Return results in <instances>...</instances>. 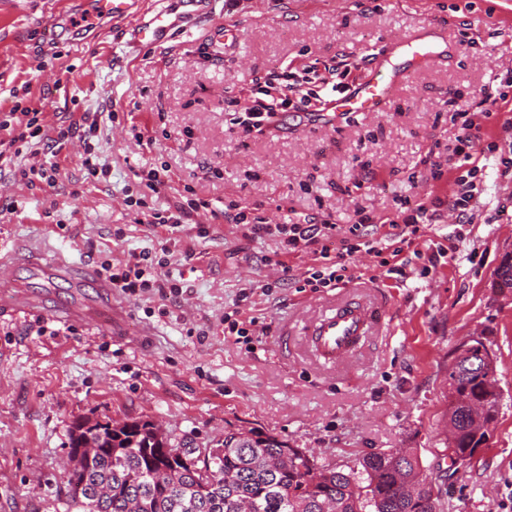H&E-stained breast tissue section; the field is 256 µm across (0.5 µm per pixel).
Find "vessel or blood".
<instances>
[{
  "instance_id": "1",
  "label": "vessel or blood",
  "mask_w": 512,
  "mask_h": 512,
  "mask_svg": "<svg viewBox=\"0 0 512 512\" xmlns=\"http://www.w3.org/2000/svg\"><path fill=\"white\" fill-rule=\"evenodd\" d=\"M140 0H95L90 15L94 18L123 19L136 15L137 20L128 31L132 48L143 49L160 46L171 30L194 25L207 11L208 0H180L178 14L159 9L135 14ZM425 33L400 39L392 54L378 56L366 80L352 87L348 93L337 97L333 109L319 113L322 122H332L340 112H371L376 110L391 94L397 84L412 73L433 62L435 54L425 43ZM24 263L41 266L42 255L23 246H14L7 253H0V267ZM382 307L346 295L331 303L320 316L306 321L302 342L314 359L322 366L336 368L345 364L355 351L371 337L379 335L382 326Z\"/></svg>"
}]
</instances>
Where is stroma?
I'll return each mask as SVG.
<instances>
[{"instance_id": "1", "label": "stroma", "mask_w": 512, "mask_h": 512, "mask_svg": "<svg viewBox=\"0 0 512 512\" xmlns=\"http://www.w3.org/2000/svg\"><path fill=\"white\" fill-rule=\"evenodd\" d=\"M61 7L0 0V114L36 107L53 127L94 112L98 130L54 154L23 151L0 170L9 187L0 245L96 268L168 242L166 270L189 289L164 298L116 290L111 310L88 318L90 284L23 266L0 274V288L34 302L30 312H0V512H66L77 420L149 421L183 448L217 447L228 430L271 431L344 470L373 452L413 448L444 512H512V289L493 286L512 252V171L488 165L470 223L441 211L396 257L398 273L361 250L345 257L334 288L304 287L313 254L279 256L274 238H245L219 215L233 202L273 224L327 215L346 228L358 209L383 219L397 198L457 193L455 162L435 180L425 159L451 154L455 109L480 112L485 86L512 70V0H210L207 18L145 52L123 38L129 20L82 31L58 19ZM434 22L452 51L378 110L331 124L291 110L260 132L242 124L251 88L277 66L321 74L345 60L354 86L378 53ZM480 134L481 148L512 157V100L491 105ZM87 160L107 165L109 177L84 180ZM45 161L59 166L55 187L12 173ZM153 164L169 169L157 195L137 176ZM189 190L211 208L175 229L139 223L126 205L141 194L146 212L162 211ZM350 287L384 300L386 314L382 336L347 367H318L297 340L280 348L282 329H298ZM244 290L240 318L257 320L248 344L224 330ZM71 308L81 317L59 319ZM472 336L492 342L499 412L487 448L452 469L443 454L448 364Z\"/></svg>"}]
</instances>
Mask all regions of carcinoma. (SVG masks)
<instances>
[{
    "label": "carcinoma",
    "mask_w": 512,
    "mask_h": 512,
    "mask_svg": "<svg viewBox=\"0 0 512 512\" xmlns=\"http://www.w3.org/2000/svg\"><path fill=\"white\" fill-rule=\"evenodd\" d=\"M486 408L475 424L469 403ZM500 401L496 364L484 342L448 365V420L453 439L448 458L469 461L490 440ZM97 451L79 452L86 437ZM70 471L65 487L75 512H441L439 494L412 450L373 452L344 471L324 467L318 482L307 479L309 457L272 432L226 431L224 442L204 460L175 448L151 423L78 421L71 431ZM418 485L415 495L404 485Z\"/></svg>",
    "instance_id": "obj_1"
}]
</instances>
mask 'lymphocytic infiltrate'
<instances>
[{
	"mask_svg": "<svg viewBox=\"0 0 512 512\" xmlns=\"http://www.w3.org/2000/svg\"><path fill=\"white\" fill-rule=\"evenodd\" d=\"M276 77L284 85L280 96L255 102L248 110L249 125L256 130L273 127L279 113L287 111L292 103H299L307 109L312 106L310 98L299 95L298 85L290 81L287 71L277 72ZM97 125L96 113L86 112L78 120L58 125L49 131L44 128L38 110L25 108L17 113H8L0 119V130L9 133L8 139H0V158L5 155L7 142L29 144L37 141L55 149L76 138L88 139L96 131ZM227 209L231 223L242 227L244 237H274L278 240L280 250L285 253L313 254L317 266L304 281L305 287L313 289L336 287L344 278L347 267L341 256L333 252L336 240L352 236V243L345 246L349 253L355 251L356 240H363L366 250L381 256V264L386 267L391 257L399 256L404 247L412 245L419 237L423 224L431 219L424 203L414 204L407 198L397 200L396 215L388 222V232L379 239L373 230V217L365 213L359 214L356 223L345 230L328 219L318 224L296 221L273 226L267 224L264 218L237 209L235 204H228ZM101 269L112 287L129 296L151 290L161 295L169 292L178 295L183 291L182 285L174 283L172 278L158 276L152 254L148 251L133 254L131 260L120 267L112 266L107 261L102 262Z\"/></svg>",
	"mask_w": 512,
	"mask_h": 512,
	"instance_id": "lymphocytic-infiltrate-1",
	"label": "lymphocytic infiltrate"
}]
</instances>
